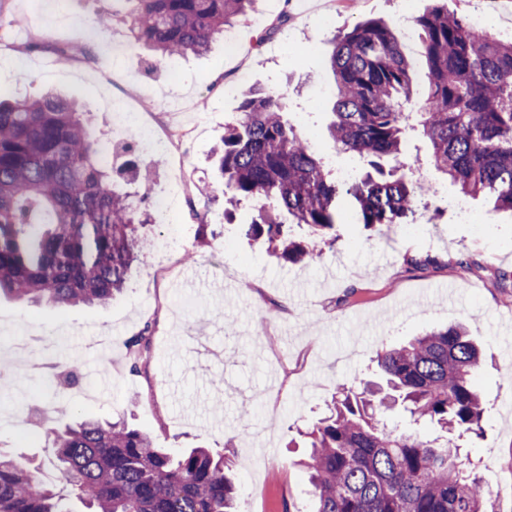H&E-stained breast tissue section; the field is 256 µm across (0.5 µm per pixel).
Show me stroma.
<instances>
[{"instance_id": "35a3bbf8", "label": "stroma", "mask_w": 512, "mask_h": 512, "mask_svg": "<svg viewBox=\"0 0 512 512\" xmlns=\"http://www.w3.org/2000/svg\"><path fill=\"white\" fill-rule=\"evenodd\" d=\"M33 2L0 0V50L13 53L0 64V87L11 95L54 89L76 99L118 164L131 136L113 129L109 101L130 99L157 131L191 127L199 114L210 124L184 139L175 158H160L152 184L161 191L179 174L188 178L174 272L155 267L147 246L110 305L59 310L0 298V371L12 379L0 391V448L21 462H43L41 479L54 482L57 473L46 465L51 443L30 433L27 413L56 405L53 424L61 427L88 410L126 419L158 448L229 452L239 512H311L298 430L318 421L338 387L375 379L383 348L460 322L484 354L476 385L487 406L485 434L468 452L498 512H512V214L480 198L470 203L475 223H458L445 202L456 188L427 165L423 176L440 190L429 201L431 223L378 230L346 211L335 241H315V259L293 265L247 236L248 205L228 219L223 205L200 193L217 180L214 150L251 87L283 94L288 117L332 166L362 171L357 157L337 153L328 133L331 40L367 19L394 23L413 82L423 85L421 30L400 18L418 15L430 0H325L321 12L311 0H259L228 39L173 61L135 43L132 0H69L74 30L34 14ZM327 14L333 25H324ZM280 18L290 42L302 47L297 55L264 31ZM105 38L129 46V58L118 65L102 58ZM62 43L77 50L61 62L54 48ZM147 324L154 354L134 372L126 342ZM34 332L48 339L59 364L79 367L77 388L46 394L17 364L12 342Z\"/></svg>"}]
</instances>
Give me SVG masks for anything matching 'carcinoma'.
<instances>
[{"label": "carcinoma", "mask_w": 512, "mask_h": 512, "mask_svg": "<svg viewBox=\"0 0 512 512\" xmlns=\"http://www.w3.org/2000/svg\"><path fill=\"white\" fill-rule=\"evenodd\" d=\"M135 40L162 57L202 54L257 0H134ZM422 30L426 83L394 30L369 19L335 37L329 67L336 85L330 124L336 149L369 167L343 183L284 116L282 95L242 94L215 150L221 194L235 207L261 205L249 236L291 264L315 253L291 236L282 215L321 238L339 224L340 196L361 223L391 229L436 186L398 161L409 139L428 141L431 164L465 197L512 212V40L432 5L414 18ZM105 146L76 104L55 93L0 97V295L48 306L105 305L121 292L141 246L146 214L114 173L146 186L147 164L114 170ZM150 325L127 341L140 359ZM478 346L460 324L377 354L387 392L342 386L328 413L304 433L303 466L314 512H497L461 438L484 432L485 403L475 376ZM400 405L415 424L440 430L431 440L388 429L379 415ZM60 486L0 452V512H238L223 452L172 453L125 421L91 416L48 427Z\"/></svg>", "instance_id": "carcinoma-1"}]
</instances>
